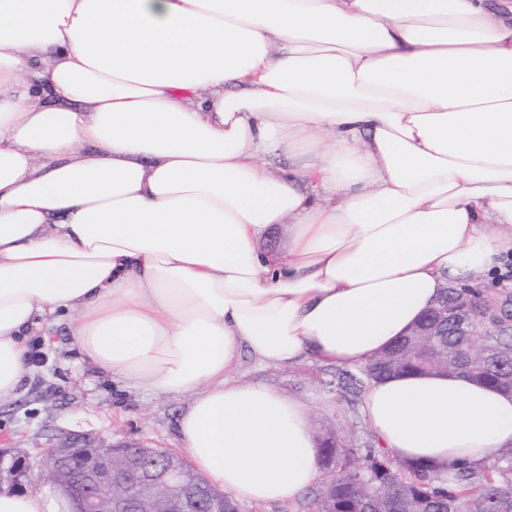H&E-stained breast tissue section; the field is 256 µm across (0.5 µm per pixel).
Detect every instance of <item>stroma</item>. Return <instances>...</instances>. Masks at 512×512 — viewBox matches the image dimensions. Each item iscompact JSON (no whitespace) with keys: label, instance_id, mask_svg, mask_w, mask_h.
<instances>
[{"label":"stroma","instance_id":"1","mask_svg":"<svg viewBox=\"0 0 512 512\" xmlns=\"http://www.w3.org/2000/svg\"><path fill=\"white\" fill-rule=\"evenodd\" d=\"M28 350L31 370L21 392L0 403V448L27 449L35 461L61 435L85 433L112 443L141 441L179 449L178 421L188 397L145 393L84 368L63 324L44 323L29 340ZM335 371V366L310 361L279 368L246 355L233 376L300 399L310 409L314 430L334 429L345 443L365 446L373 435L359 404L337 391Z\"/></svg>","mask_w":512,"mask_h":512}]
</instances>
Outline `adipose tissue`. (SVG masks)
I'll list each match as a JSON object with an SVG mask.
<instances>
[{
    "mask_svg": "<svg viewBox=\"0 0 512 512\" xmlns=\"http://www.w3.org/2000/svg\"><path fill=\"white\" fill-rule=\"evenodd\" d=\"M511 250L512 23L484 0H0V402L67 322L90 368L190 396L213 486L290 502L310 412L234 379L242 352L363 364ZM361 416L446 479L512 448V396L462 375L371 384Z\"/></svg>",
    "mask_w": 512,
    "mask_h": 512,
    "instance_id": "adipose-tissue-1",
    "label": "adipose tissue"
}]
</instances>
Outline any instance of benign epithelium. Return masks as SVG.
Segmentation results:
<instances>
[{
    "label": "benign epithelium",
    "instance_id": "obj_1",
    "mask_svg": "<svg viewBox=\"0 0 512 512\" xmlns=\"http://www.w3.org/2000/svg\"><path fill=\"white\" fill-rule=\"evenodd\" d=\"M479 315L466 299L448 304L439 296L408 336L428 337L434 346L443 336H470ZM88 449L87 461L78 470L63 474L52 462L44 463L48 477L72 502L73 512H187L193 495L186 461L177 454L159 468L148 461L158 449L138 442L107 444L84 434L69 433L52 446L53 458L69 459L78 449ZM31 483L30 457L0 450V492L24 490Z\"/></svg>",
    "mask_w": 512,
    "mask_h": 512
}]
</instances>
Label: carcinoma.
I'll return each mask as SVG.
<instances>
[{
  "mask_svg": "<svg viewBox=\"0 0 512 512\" xmlns=\"http://www.w3.org/2000/svg\"><path fill=\"white\" fill-rule=\"evenodd\" d=\"M479 304L497 313L500 336H447L438 345V364L454 360L464 375L501 392L504 375L512 372V299L478 294ZM412 337L355 368L336 369V386L352 400L367 387L387 377L426 372L419 360L403 359L399 369L386 366V358L402 353ZM322 478L309 492L312 512H325L320 491L336 492L335 512H512V451L493 453L479 470L461 469L454 484L424 465L400 463L383 448H323Z\"/></svg>",
  "mask_w": 512,
  "mask_h": 512,
  "instance_id": "cac0c4a2",
  "label": "carcinoma"
}]
</instances>
